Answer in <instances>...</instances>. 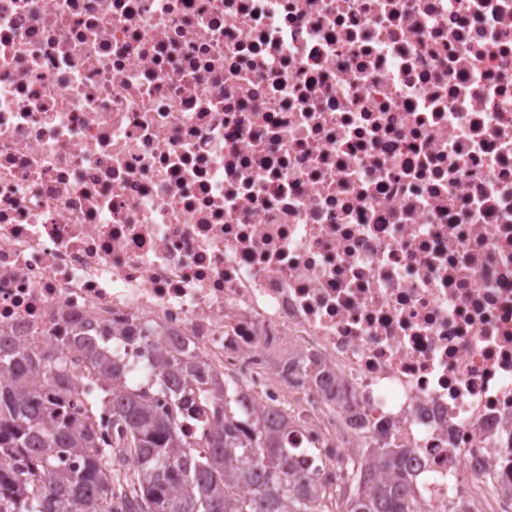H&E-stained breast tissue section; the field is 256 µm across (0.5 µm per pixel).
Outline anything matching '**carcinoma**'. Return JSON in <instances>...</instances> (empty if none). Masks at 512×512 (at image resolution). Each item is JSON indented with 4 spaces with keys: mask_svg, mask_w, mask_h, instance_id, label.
<instances>
[{
    "mask_svg": "<svg viewBox=\"0 0 512 512\" xmlns=\"http://www.w3.org/2000/svg\"><path fill=\"white\" fill-rule=\"evenodd\" d=\"M125 340L163 379L202 373L135 330ZM126 373L97 346L0 351V512H422L407 448L363 438L333 495L295 469L287 422L242 428L223 382L210 383L211 422L191 439L180 398L127 388Z\"/></svg>",
    "mask_w": 512,
    "mask_h": 512,
    "instance_id": "carcinoma-1",
    "label": "carcinoma"
}]
</instances>
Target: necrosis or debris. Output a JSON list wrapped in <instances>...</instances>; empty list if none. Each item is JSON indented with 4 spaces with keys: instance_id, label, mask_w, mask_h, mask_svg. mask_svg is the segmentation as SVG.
<instances>
[{
    "instance_id": "4bbe7bcc",
    "label": "necrosis or debris",
    "mask_w": 512,
    "mask_h": 512,
    "mask_svg": "<svg viewBox=\"0 0 512 512\" xmlns=\"http://www.w3.org/2000/svg\"><path fill=\"white\" fill-rule=\"evenodd\" d=\"M75 326L512 512V0H0V344ZM128 344L136 346L139 355L142 358L151 360L156 365L161 378L191 376L201 378L202 373L199 363H188L183 358L175 355H169L165 352L157 351L154 344L146 341V335L137 333L136 330L129 329L124 334Z\"/></svg>"
}]
</instances>
